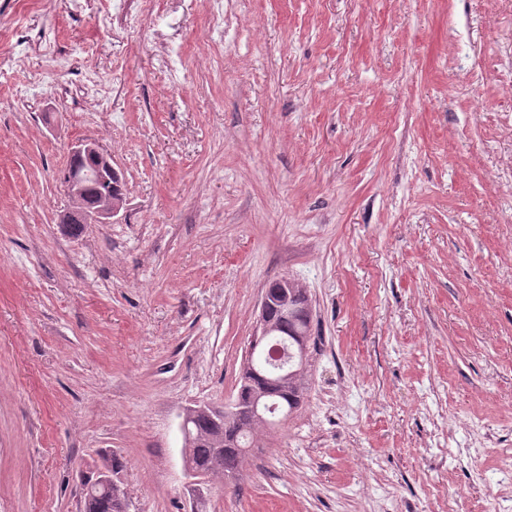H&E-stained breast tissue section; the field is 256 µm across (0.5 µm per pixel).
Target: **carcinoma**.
Returning <instances> with one entry per match:
<instances>
[{"instance_id": "1", "label": "carcinoma", "mask_w": 512, "mask_h": 512, "mask_svg": "<svg viewBox=\"0 0 512 512\" xmlns=\"http://www.w3.org/2000/svg\"><path fill=\"white\" fill-rule=\"evenodd\" d=\"M288 295V309L271 308L273 335L255 348L256 377H248L245 369L240 376L237 399L258 400L261 416L240 412L216 423L200 415L188 424L190 461L208 475L222 473L226 479H238L245 455L256 447L258 432L278 424V415L287 420L303 403L308 368L291 359L295 351L310 347V310L303 288H290ZM85 512H120L118 497L88 502Z\"/></svg>"}]
</instances>
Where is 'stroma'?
<instances>
[{
	"label": "stroma",
	"mask_w": 512,
	"mask_h": 512,
	"mask_svg": "<svg viewBox=\"0 0 512 512\" xmlns=\"http://www.w3.org/2000/svg\"><path fill=\"white\" fill-rule=\"evenodd\" d=\"M0 0V512H187L181 416L305 288L307 398L203 512L512 497V0ZM69 65L59 68L60 58ZM125 179L68 235L72 143ZM87 155L89 158L97 163L94 167V171L87 173V178H96L102 172V168L105 167L108 170L117 172L112 167V156L108 150L104 149L103 146L96 139H83L78 141L71 150V157ZM65 187L72 198L76 208L68 212L69 221H79L83 224H92L116 216L123 208L124 197H112L104 199L101 205L95 209H81L83 206V185L76 179L68 177ZM112 471L109 469H104L98 473V476L95 480L85 481L81 484V498L84 501H88L94 495V490L102 489L104 492L112 493L113 489H118L120 487L115 476L112 475L116 473L114 470V466L111 465Z\"/></svg>",
	"instance_id": "stroma-1"
}]
</instances>
